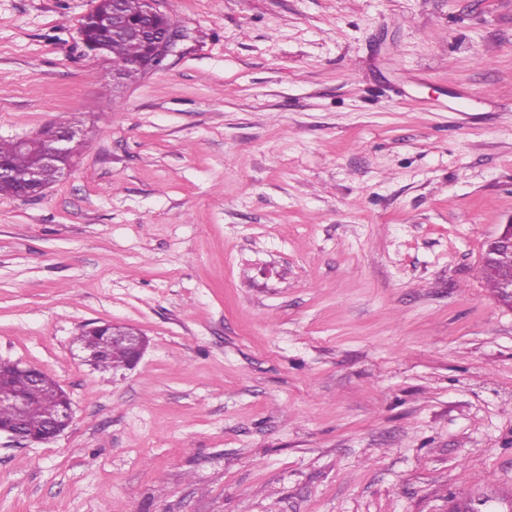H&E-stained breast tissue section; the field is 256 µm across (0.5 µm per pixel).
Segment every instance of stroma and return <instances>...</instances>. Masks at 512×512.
<instances>
[{"mask_svg":"<svg viewBox=\"0 0 512 512\" xmlns=\"http://www.w3.org/2000/svg\"><path fill=\"white\" fill-rule=\"evenodd\" d=\"M97 0H0V140L79 120L0 196V359L72 426L0 436V512H448L512 501V0H163L125 84ZM142 333L138 366L76 339ZM108 1V5H102ZM163 0H98L94 10L86 15L81 27L82 44L87 54L93 57L112 58V68H129L141 55L142 46L134 41L113 38L139 40L143 43V55L135 64L141 75H148L163 67L164 61L171 56L184 37L175 21L160 9ZM122 4V5H121ZM123 10L132 17L140 14L138 19L127 17ZM86 23H91L98 30L112 34L109 42L88 39ZM171 24V25H170ZM81 133V130L68 125L47 129L40 137L44 143L40 162L27 173L22 181L16 183L18 190L14 184L0 183V195H17L22 199L41 196L50 185L45 180L44 170L56 168L60 176L68 171L73 163V158L69 153V144ZM91 334L99 335L102 333L103 336H107L112 341V336H123L120 340L126 345L128 349V360L127 351L123 344L114 343L112 348L103 357L101 362L98 364L99 368L104 370H114L122 366L125 361L127 362L122 368L126 370L133 369L140 361L142 355L149 345V340L146 336L141 333L129 334L128 329L121 325L105 322L101 325H88L85 328Z\"/></svg>","mask_w":512,"mask_h":512,"instance_id":"obj_1","label":"stroma"}]
</instances>
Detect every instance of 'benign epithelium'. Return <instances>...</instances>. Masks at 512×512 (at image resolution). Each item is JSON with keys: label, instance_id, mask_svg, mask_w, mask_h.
Wrapping results in <instances>:
<instances>
[{"label": "benign epithelium", "instance_id": "7a95c632", "mask_svg": "<svg viewBox=\"0 0 512 512\" xmlns=\"http://www.w3.org/2000/svg\"><path fill=\"white\" fill-rule=\"evenodd\" d=\"M161 2L162 0H143L140 17L131 19L122 11L120 0H108L106 5L103 4V0H98L95 9L86 15L85 22L114 38L141 41L144 46L143 55L135 67L140 74L148 75L163 67L164 61L175 52L178 42L184 37L178 27L167 23L168 15L160 9ZM80 35L88 54L104 59L108 57L107 42L88 39L84 26L81 27ZM79 135H81L80 130L68 125L47 129L41 136L43 140L41 160L22 181L17 183V197L29 199L41 196L49 187L44 176L45 169L56 168L61 175L69 170L72 165L69 144ZM499 250L512 251V221L502 225L500 231L486 241L485 252ZM86 331L109 338L121 337L129 353L128 360L123 365L127 370L133 369L138 364L149 345L148 338L143 334L137 332L131 334L127 328L112 322L88 325ZM56 394V407L40 430H31L25 426L23 421L25 398L21 395L13 397L9 402L12 416L8 420H0V434L5 433L29 446L44 444L58 437L71 425L73 413L66 392L59 388Z\"/></svg>", "mask_w": 512, "mask_h": 512}]
</instances>
